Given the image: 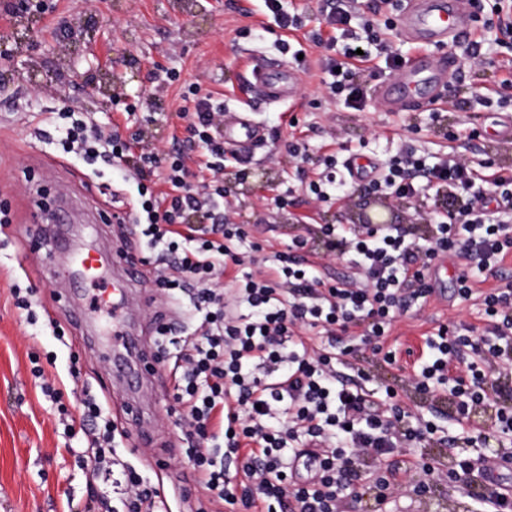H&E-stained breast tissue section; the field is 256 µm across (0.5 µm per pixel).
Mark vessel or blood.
Returning <instances> with one entry per match:
<instances>
[{
  "label": "vessel or blood",
  "instance_id": "vessel-or-blood-1",
  "mask_svg": "<svg viewBox=\"0 0 512 512\" xmlns=\"http://www.w3.org/2000/svg\"><path fill=\"white\" fill-rule=\"evenodd\" d=\"M472 23L468 0H404L398 28L407 40L422 46L423 51L390 78L376 84L374 96L384 110L405 112L419 106L442 105L440 91L459 81V69L453 58H432L425 54L424 49L468 37ZM301 79L302 71L297 63L274 64L260 56L251 60L241 77V109L229 113L224 121V148L229 155L240 160L249 159L252 149L265 140L263 125L252 116L255 107L262 103L297 106V86ZM346 165L352 181L357 183L370 180L377 173L374 162L358 155L349 156ZM45 249L49 271H65L71 297H79L84 284L99 282L105 274L107 261L97 250L87 247L70 250L67 264H59L58 257L66 248L63 238L55 233L46 235ZM147 274V268L125 266L123 278L112 282L114 298L124 300L131 286L146 278ZM447 277L448 259L443 256L428 272L432 296L436 301L448 299L443 286Z\"/></svg>",
  "mask_w": 512,
  "mask_h": 512
}]
</instances>
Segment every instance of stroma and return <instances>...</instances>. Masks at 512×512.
<instances>
[{
	"label": "stroma",
	"instance_id": "35a3bbf8",
	"mask_svg": "<svg viewBox=\"0 0 512 512\" xmlns=\"http://www.w3.org/2000/svg\"><path fill=\"white\" fill-rule=\"evenodd\" d=\"M54 10L39 22L0 19V34L21 32L25 41L17 44L11 60L0 59V201L9 202L14 214L10 227L0 230V512H68L81 508L86 499V475L78 457L85 447L82 437L65 434L58 416L42 396L38 380L31 373V355L54 356L47 367L49 379L65 393L106 395L107 416L127 432L118 453L122 459L146 467L163 458L160 472L174 512L184 506L183 494H201L198 476L181 458L183 435L168 426L153 434V443L141 445L137 436L142 424H154L164 417L172 403L173 383L166 374L156 375L140 396L114 386L109 363L102 361L91 344L92 329L100 325L98 316L88 323L65 328L72 347H64L49 329L37 330L27 324L14 307L13 284L36 288L37 299L50 314L65 321L67 312L59 298L67 283L44 271L46 253L38 238V212L34 200L54 207L59 194L73 197L92 190L96 206L111 212L113 197L129 199L123 181L124 168L112 170L110 181L92 177L91 165L82 158L67 156L62 167L48 166L57 156L54 145L33 135L34 128L49 129L50 114L66 107L94 114L106 123L110 111L103 94L101 68L106 54L122 57L113 78L122 81L130 96L151 89L150 74L175 69L187 82L224 94V109L236 111L242 72L251 56L281 59L277 45L279 30L265 14L263 0H248L246 10H238L232 0H51ZM375 0H365L354 14L350 27L361 31L366 19L382 25L397 19L402 0H390L380 13H372ZM475 37L484 56L482 66L462 68L457 84L446 88L443 112L428 110L387 112L375 98H367L363 109L347 107L328 97L320 83L319 49L307 47L309 68L297 93L301 109L287 112L284 106L267 104L257 110L268 139L258 148L248 170L264 172V179L233 183L237 198L234 219L240 224L255 223L265 217L263 236L277 243L294 235L308 237L317 252L327 245L318 232L322 224H346L351 207L325 205L312 210L307 202L279 209L274 199L286 188H298L297 159L284 149V141L295 135L304 138L311 156L336 151L345 156L362 153L387 164L400 150L411 149L436 161L449 149H456L472 164L494 158L512 168V145L503 146L492 138L500 117L512 115V89L501 82L504 69L512 61V39L503 38L492 13L493 0H472ZM75 23L89 30L92 49L73 54L64 36L55 34L57 25ZM383 39L390 41L404 59L416 50L397 31L383 27ZM34 74L39 88L26 80ZM464 320L483 327L472 303L449 299L440 304L428 301L403 316L395 330L402 347L420 350L423 335L436 323ZM80 356L81 376L68 375L71 353ZM357 360L370 369L373 383L402 388L409 406L423 404L422 395L405 385L401 365L378 361L370 349L357 352Z\"/></svg>",
	"mask_w": 512,
	"mask_h": 512
}]
</instances>
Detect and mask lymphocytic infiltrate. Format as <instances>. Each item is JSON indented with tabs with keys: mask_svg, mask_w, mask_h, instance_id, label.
<instances>
[{
	"mask_svg": "<svg viewBox=\"0 0 512 512\" xmlns=\"http://www.w3.org/2000/svg\"><path fill=\"white\" fill-rule=\"evenodd\" d=\"M275 25L289 39L316 23V46L326 51L321 84L329 96L361 109L359 41L339 44L337 31L351 21L348 0H324L317 15L265 0ZM152 81L179 85L178 116L185 125L169 147L141 148L143 130L122 136L116 123L97 124L79 112L55 116L63 154L127 165L135 181L132 231L141 241L129 263L146 264L151 285L165 299L186 300L183 322L152 311L154 359L174 379L172 410L186 426L184 454L199 476L203 496L189 512H345L364 494V469L382 466L377 496L409 491V468L400 459L425 442L448 448L446 480L477 484L479 472L462 447L474 438L473 406L496 386L495 372L512 356V287H488L512 256V171L481 173L458 154L435 163L406 150L364 186L403 201L420 183L473 193L468 211L437 216L429 237L412 226L382 228L323 224L328 243L317 264L306 237H289L266 250L257 225L234 222L224 180V102L196 83L181 84L175 70ZM316 176L302 180L315 203L340 197L347 185L336 155L321 158ZM457 259L459 302H479L483 330L450 321L425 333L408 380L416 391L455 403L447 426L412 415L396 389H369V370L350 363L365 347L389 364L397 348L387 340L396 322L430 293L426 274L438 256ZM343 259L349 277H324ZM57 409L68 435L83 433L80 464L92 476L111 477V490L91 491L82 512H168L166 498L134 466L118 459L116 429L95 396L81 398L71 417L63 393L31 369Z\"/></svg>",
	"mask_w": 512,
	"mask_h": 512,
	"instance_id": "1",
	"label": "lymphocytic infiltrate"
}]
</instances>
